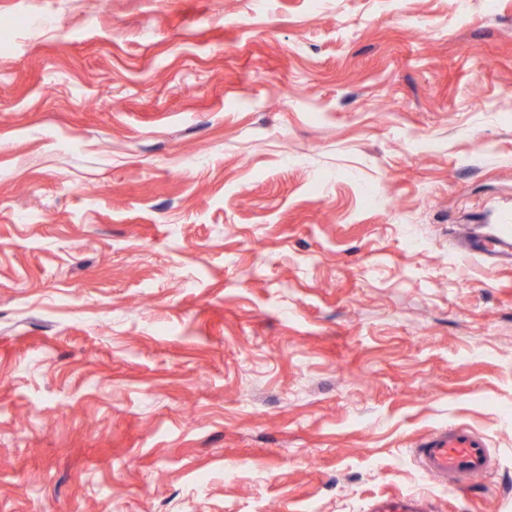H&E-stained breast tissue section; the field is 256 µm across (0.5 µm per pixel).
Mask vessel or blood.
<instances>
[{
    "mask_svg": "<svg viewBox=\"0 0 512 512\" xmlns=\"http://www.w3.org/2000/svg\"><path fill=\"white\" fill-rule=\"evenodd\" d=\"M462 239L468 250L498 259L512 258V234H486L481 225L466 226ZM424 473L436 482L458 489L486 474L493 456L486 437L475 429L455 424L438 429L415 450ZM369 512H429L425 499L414 494H395L373 501Z\"/></svg>",
    "mask_w": 512,
    "mask_h": 512,
    "instance_id": "vessel-or-blood-1",
    "label": "vessel or blood"
}]
</instances>
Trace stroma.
<instances>
[{
    "instance_id": "obj_1",
    "label": "stroma",
    "mask_w": 512,
    "mask_h": 512,
    "mask_svg": "<svg viewBox=\"0 0 512 512\" xmlns=\"http://www.w3.org/2000/svg\"><path fill=\"white\" fill-rule=\"evenodd\" d=\"M1 16L0 512H512V0ZM482 225L471 224L465 227L462 240L470 252L488 255L498 259L512 258V234H483ZM415 455L424 473L454 489L469 487L494 461L487 438L463 424L438 429L415 448ZM425 499L414 494H395L373 501L369 512H429Z\"/></svg>"
}]
</instances>
